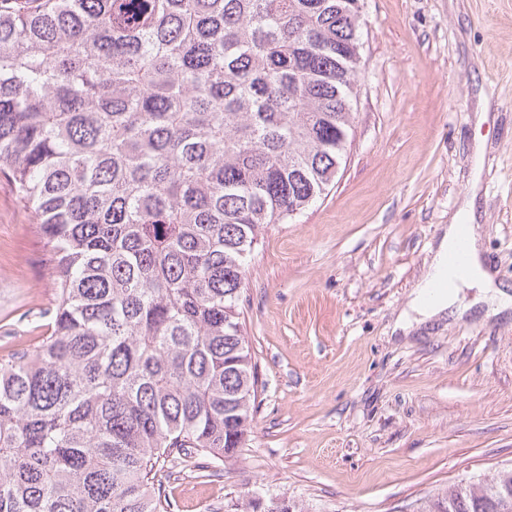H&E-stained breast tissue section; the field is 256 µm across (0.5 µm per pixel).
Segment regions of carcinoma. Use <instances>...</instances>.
<instances>
[{
	"mask_svg": "<svg viewBox=\"0 0 512 512\" xmlns=\"http://www.w3.org/2000/svg\"><path fill=\"white\" fill-rule=\"evenodd\" d=\"M351 0H0V175L53 297L0 355V512H171L244 442L245 269L336 177ZM417 512H512V469Z\"/></svg>",
	"mask_w": 512,
	"mask_h": 512,
	"instance_id": "cac0c4a2",
	"label": "carcinoma"
}]
</instances>
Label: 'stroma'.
I'll use <instances>...</instances> for the list:
<instances>
[{"label":"stroma","mask_w":512,"mask_h":512,"mask_svg":"<svg viewBox=\"0 0 512 512\" xmlns=\"http://www.w3.org/2000/svg\"><path fill=\"white\" fill-rule=\"evenodd\" d=\"M361 5L347 158L312 207L268 225L246 268L251 429L221 477L170 480L175 512L250 492L309 512H416L512 468V311L392 332L471 184L483 259L512 286V0ZM36 222L0 177V326L15 336L52 298Z\"/></svg>","instance_id":"obj_1"}]
</instances>
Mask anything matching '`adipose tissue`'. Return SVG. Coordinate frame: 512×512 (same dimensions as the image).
Wrapping results in <instances>:
<instances>
[{"instance_id":"ef3b65f1","label":"adipose tissue","mask_w":512,"mask_h":512,"mask_svg":"<svg viewBox=\"0 0 512 512\" xmlns=\"http://www.w3.org/2000/svg\"><path fill=\"white\" fill-rule=\"evenodd\" d=\"M474 200V195H467L457 220L444 229L426 275L416 286L407 309L397 317L394 329L402 335H409L449 315L463 318L469 307L460 303L459 295L465 288L477 289V300L484 304L486 317L499 316L512 308V293L498 283L493 272L486 268L476 236L468 238V267L457 274L448 271L446 260L457 243L462 222L475 219ZM439 281L446 282L447 287L437 292L433 286Z\"/></svg>"}]
</instances>
